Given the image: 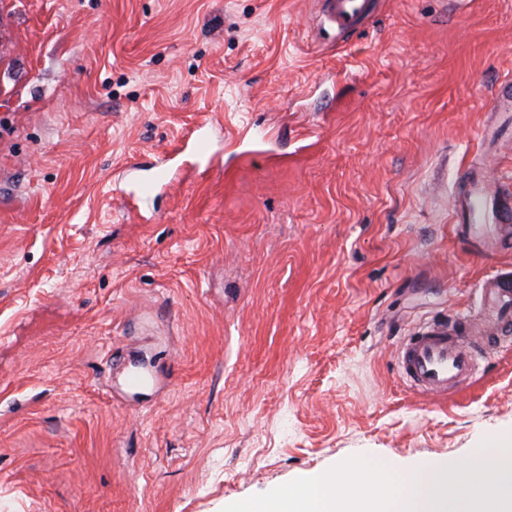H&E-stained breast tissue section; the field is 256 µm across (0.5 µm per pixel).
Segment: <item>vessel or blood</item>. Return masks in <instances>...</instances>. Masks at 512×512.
Returning a JSON list of instances; mask_svg holds the SVG:
<instances>
[{
    "label": "vessel or blood",
    "mask_w": 512,
    "mask_h": 512,
    "mask_svg": "<svg viewBox=\"0 0 512 512\" xmlns=\"http://www.w3.org/2000/svg\"><path fill=\"white\" fill-rule=\"evenodd\" d=\"M371 4L372 0H323L322 9L337 38L347 39L369 16ZM468 184L454 199V215L471 219L491 215L497 225V244L512 245V186L495 178H472ZM481 295L494 307L484 335H470V320L461 315L426 325L400 341L396 355L401 376L412 388L433 397L463 389L475 377L482 351L512 332V275L489 280Z\"/></svg>",
    "instance_id": "1"
}]
</instances>
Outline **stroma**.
Instances as JSON below:
<instances>
[{
    "label": "stroma",
    "mask_w": 512,
    "mask_h": 512,
    "mask_svg": "<svg viewBox=\"0 0 512 512\" xmlns=\"http://www.w3.org/2000/svg\"><path fill=\"white\" fill-rule=\"evenodd\" d=\"M373 5L341 41L319 0H0V512H223L512 433V343L441 398L395 353L512 273L451 210L512 175V0Z\"/></svg>",
    "instance_id": "35a3bbf8"
}]
</instances>
